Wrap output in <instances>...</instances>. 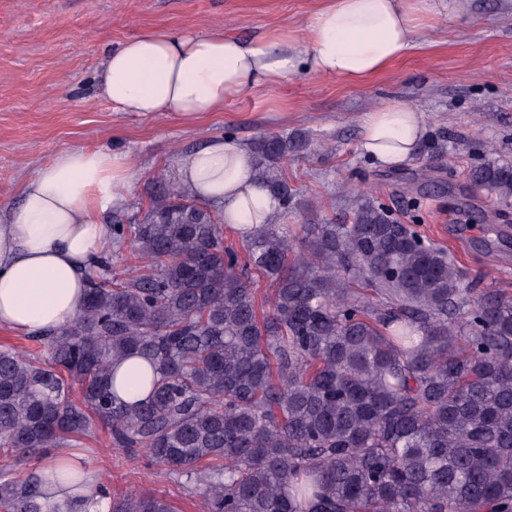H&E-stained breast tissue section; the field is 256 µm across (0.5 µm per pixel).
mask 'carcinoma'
<instances>
[{
    "mask_svg": "<svg viewBox=\"0 0 512 512\" xmlns=\"http://www.w3.org/2000/svg\"><path fill=\"white\" fill-rule=\"evenodd\" d=\"M303 147L251 145L288 207ZM473 184L512 203V166ZM131 275L90 279L49 358L0 347V456L42 458L96 429L195 486L202 512H512V295L479 291L447 252L357 193L347 224L224 225L182 187L150 199ZM303 249L288 259L290 240ZM270 280L268 309L252 273ZM138 354L150 398L117 402L111 366ZM111 512H173L154 494ZM3 512H59L34 477L0 473Z\"/></svg>",
    "mask_w": 512,
    "mask_h": 512,
    "instance_id": "cac0c4a2",
    "label": "carcinoma"
}]
</instances>
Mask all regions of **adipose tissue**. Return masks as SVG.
<instances>
[{
  "label": "adipose tissue",
  "instance_id": "obj_1",
  "mask_svg": "<svg viewBox=\"0 0 512 512\" xmlns=\"http://www.w3.org/2000/svg\"><path fill=\"white\" fill-rule=\"evenodd\" d=\"M440 8L439 0H324L302 28L276 27L249 43L230 34L145 33L106 58L102 93L116 112L191 121L301 70L362 81L410 53ZM424 135L421 112L391 102L366 116L358 150L395 167L413 159ZM136 176L127 154L99 147L60 152L27 179L19 209L0 219V327L46 337L76 319L88 274L112 247L100 216L124 206ZM175 177L196 198L223 203L232 230L277 221V199L234 138L178 157ZM152 377L145 359L124 360L115 370L119 401L144 400ZM37 473L40 494L60 512H108L95 493L102 476L80 449H57Z\"/></svg>",
  "mask_w": 512,
  "mask_h": 512
}]
</instances>
